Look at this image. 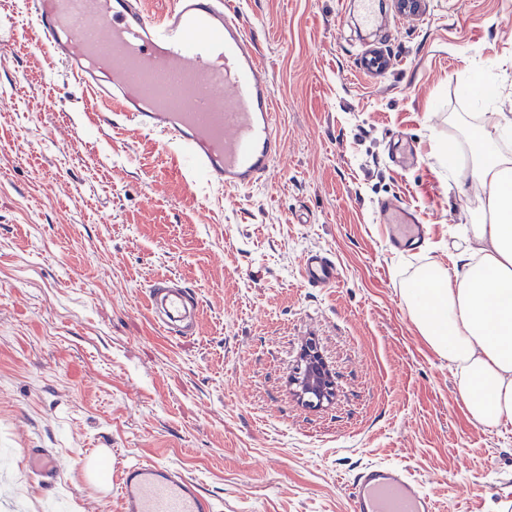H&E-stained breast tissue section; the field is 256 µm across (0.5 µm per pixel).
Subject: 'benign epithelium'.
<instances>
[{
	"label": "benign epithelium",
	"instance_id": "obj_1",
	"mask_svg": "<svg viewBox=\"0 0 512 512\" xmlns=\"http://www.w3.org/2000/svg\"><path fill=\"white\" fill-rule=\"evenodd\" d=\"M288 384L299 402L307 408H322L335 397V382L317 346L309 342L302 349Z\"/></svg>",
	"mask_w": 512,
	"mask_h": 512
}]
</instances>
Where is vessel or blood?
<instances>
[{"label": "vessel or blood", "mask_w": 512, "mask_h": 512, "mask_svg": "<svg viewBox=\"0 0 512 512\" xmlns=\"http://www.w3.org/2000/svg\"><path fill=\"white\" fill-rule=\"evenodd\" d=\"M34 39L83 88L135 129L168 140L208 183L245 189L280 154L275 96L234 0H169L160 12L144 0H28ZM380 219L395 251L420 249L425 228L416 209L381 203ZM303 278L313 288L337 284L336 262L309 251ZM195 296L176 279L149 286L148 309L166 335H194ZM32 471L51 483L56 458L26 449ZM120 512H214L213 501L180 469L157 462L120 470ZM351 512H436V503L403 467L362 466L353 478Z\"/></svg>", "instance_id": "obj_1"}]
</instances>
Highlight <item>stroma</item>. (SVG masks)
Returning <instances> with one entry per match:
<instances>
[{"label": "stroma", "mask_w": 512, "mask_h": 512, "mask_svg": "<svg viewBox=\"0 0 512 512\" xmlns=\"http://www.w3.org/2000/svg\"><path fill=\"white\" fill-rule=\"evenodd\" d=\"M273 79L281 153L247 190L184 168L175 147L100 117L101 105L34 41L0 50V512H118L80 463L162 462L216 512H349L369 462L406 468L439 512L512 506V422L466 413L455 367L413 326L402 290L450 267L471 204L451 114L512 111V0H426L365 28L357 0H237ZM389 59L365 68L366 52ZM487 77L497 93L463 87ZM419 162L399 168L397 137ZM419 209L427 241L387 246L378 204ZM336 258V288L305 287L307 251ZM180 279L194 336L151 321L148 286ZM333 404L288 385L306 343ZM45 448L60 473L34 476ZM24 454L31 463V470L37 474L42 481L51 483L59 475L57 459L45 448H27Z\"/></svg>", "instance_id": "1"}]
</instances>
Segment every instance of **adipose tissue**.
I'll return each instance as SVG.
<instances>
[{"label":"adipose tissue","instance_id":"adipose-tissue-1","mask_svg":"<svg viewBox=\"0 0 512 512\" xmlns=\"http://www.w3.org/2000/svg\"><path fill=\"white\" fill-rule=\"evenodd\" d=\"M512 133V113L487 112L470 129V172H456L461 193L478 190L471 246L451 269L416 274L403 290L413 325L458 371L471 420L488 428L512 421V156L493 131Z\"/></svg>","mask_w":512,"mask_h":512}]
</instances>
